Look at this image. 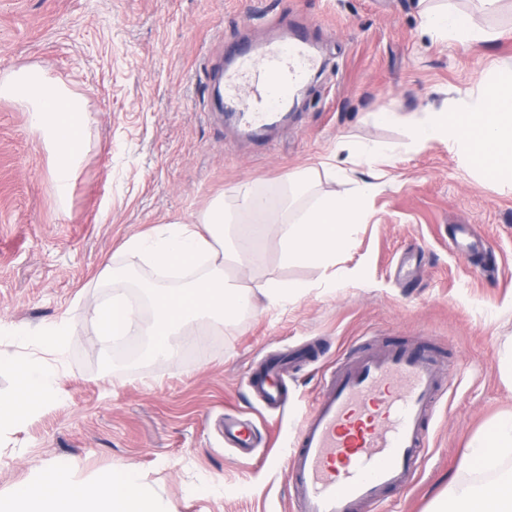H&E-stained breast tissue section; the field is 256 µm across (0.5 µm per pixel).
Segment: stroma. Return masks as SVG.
I'll return each instance as SVG.
<instances>
[{
    "mask_svg": "<svg viewBox=\"0 0 512 512\" xmlns=\"http://www.w3.org/2000/svg\"><path fill=\"white\" fill-rule=\"evenodd\" d=\"M469 14L498 40L473 44L425 34L417 0H0V80L35 67L66 80L84 100L86 150L66 201L52 181L54 155L31 129L25 105L0 99V347L33 346L16 328L67 318L73 334L59 363V398L0 433V493L69 462L92 483L137 465L164 512H295L285 478L291 436L328 371L348 353L431 339L447 392L430 424V447L410 491L390 489L357 512H429L449 482H473L472 438L512 412V384L498 369L512 341V179L435 140L380 159L367 224L330 267L289 266L279 227H261L260 267L227 271L260 291L272 280L306 283L288 307L268 304L208 331L188 360L118 363L95 336L92 310L113 287L104 267L127 271L129 302L141 283L172 287L124 240L171 222L194 223L215 197L234 209L243 182L273 209L289 173L321 172L314 194L349 196L368 176L338 142L406 143L407 117L457 113L497 66L512 65V0L484 12L479 0H431ZM305 29L324 61L304 104L260 137L221 112L213 88L228 49ZM486 245L471 260L458 229ZM297 357L283 400L265 406L249 374L267 359ZM255 427L251 453L227 445L224 422Z\"/></svg>",
    "mask_w": 512,
    "mask_h": 512,
    "instance_id": "1",
    "label": "stroma"
}]
</instances>
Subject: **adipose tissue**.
Listing matches in <instances>:
<instances>
[{"mask_svg":"<svg viewBox=\"0 0 512 512\" xmlns=\"http://www.w3.org/2000/svg\"><path fill=\"white\" fill-rule=\"evenodd\" d=\"M424 24L432 38L472 43L493 35L469 15L448 9L426 10ZM0 98L23 103L32 127L51 146L56 162L53 180L59 196H67L70 182L85 147L82 103L62 78L37 69H22L0 81ZM413 144L447 141L459 153L479 160L487 173H512V66L500 67L481 81L477 105L463 113L444 109L428 112L412 122ZM17 370L26 392L38 405L58 396L60 373L40 359H19L0 348V369ZM512 415L501 417L472 443L468 466L491 476L490 481L449 485L433 501L432 512H512ZM0 512H163L159 502L140 482L139 471L127 465L105 472L93 485L70 479L67 464L42 469L31 482H22L0 496Z\"/></svg>","mask_w":512,"mask_h":512,"instance_id":"adipose-tissue-1","label":"adipose tissue"}]
</instances>
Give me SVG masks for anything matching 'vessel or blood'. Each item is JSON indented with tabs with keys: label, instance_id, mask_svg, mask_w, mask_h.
I'll use <instances>...</instances> for the list:
<instances>
[{
	"label": "vessel or blood",
	"instance_id": "vessel-or-blood-1",
	"mask_svg": "<svg viewBox=\"0 0 512 512\" xmlns=\"http://www.w3.org/2000/svg\"><path fill=\"white\" fill-rule=\"evenodd\" d=\"M224 99L251 130L267 126L320 60L300 33L231 54ZM434 351L395 345L345 358L325 375L306 411L285 476L296 512H355L387 488H408L427 454L432 411L445 389ZM249 383L268 404L280 378L267 369Z\"/></svg>",
	"mask_w": 512,
	"mask_h": 512
}]
</instances>
